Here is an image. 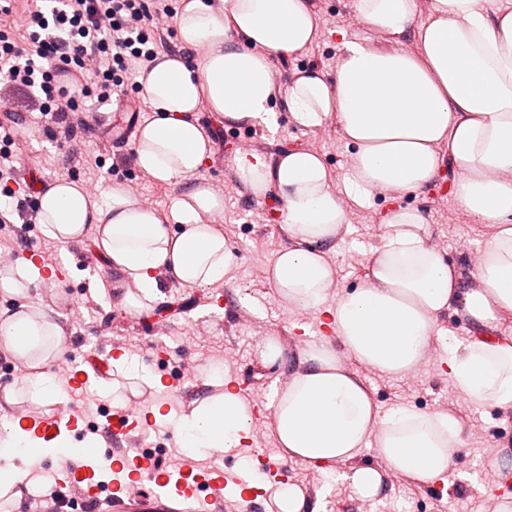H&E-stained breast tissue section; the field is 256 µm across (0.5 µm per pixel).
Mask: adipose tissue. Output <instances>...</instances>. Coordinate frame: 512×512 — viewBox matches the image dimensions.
<instances>
[{
    "label": "adipose tissue",
    "instance_id": "1",
    "mask_svg": "<svg viewBox=\"0 0 512 512\" xmlns=\"http://www.w3.org/2000/svg\"><path fill=\"white\" fill-rule=\"evenodd\" d=\"M484 2L431 0L420 22L416 0H358L366 26L413 34L417 51L346 37L333 72L296 70L279 86L275 60L299 54L316 37L309 0H223L219 8L181 0V52L160 57L141 76L153 116L135 142L139 168L155 181L194 180L174 200L169 220L117 184L102 204L65 180L39 197V222L58 243L97 227L108 265L134 286L123 304L139 313L161 297L159 273L183 286L212 287L235 262L229 240L208 222L223 213L224 197L199 177L213 153L200 108L232 125L271 126L280 111L303 129L335 119L350 157L343 190L335 189L323 157L305 148L239 154L235 167L249 193L276 200L284 217L289 245L270 267L272 287L290 308L322 314L327 330L320 344L293 356L274 336L255 345L261 363L288 370L270 403L281 457L313 467L345 464L338 479L362 501L378 497L391 473L424 485L444 481L462 427L438 411L380 413L346 358L401 377L428 354L442 315L459 314L482 329L512 313V0L492 12ZM445 166L459 175V207L490 227L482 261L467 279L432 246L424 214L397 203ZM379 194L396 203L381 218L382 243L369 273L353 289L336 290L328 256L348 222L347 206L369 205ZM61 341L49 315L30 305L0 316V346L31 367L54 359ZM444 351L448 376L468 404L512 410V337L463 343L448 335ZM253 418L235 382L225 381L222 395L180 420L179 446L188 453L243 447ZM69 444L63 435L46 443L17 422L0 428L1 448L24 449L0 489L29 480L34 460ZM368 445L381 467L354 465Z\"/></svg>",
    "mask_w": 512,
    "mask_h": 512
}]
</instances>
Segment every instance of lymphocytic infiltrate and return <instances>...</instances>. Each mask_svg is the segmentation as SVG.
<instances>
[{"label": "lymphocytic infiltrate", "mask_w": 512, "mask_h": 512, "mask_svg": "<svg viewBox=\"0 0 512 512\" xmlns=\"http://www.w3.org/2000/svg\"><path fill=\"white\" fill-rule=\"evenodd\" d=\"M173 17L168 0H57L50 12L29 11L27 43L0 29V80L53 118L91 96L109 103L131 65L155 63Z\"/></svg>", "instance_id": "f902f5d3"}]
</instances>
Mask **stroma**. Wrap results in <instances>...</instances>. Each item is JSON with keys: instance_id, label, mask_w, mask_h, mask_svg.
I'll list each match as a JSON object with an SVG mask.
<instances>
[{"instance_id": "obj_1", "label": "stroma", "mask_w": 512, "mask_h": 512, "mask_svg": "<svg viewBox=\"0 0 512 512\" xmlns=\"http://www.w3.org/2000/svg\"><path fill=\"white\" fill-rule=\"evenodd\" d=\"M318 20V33L311 45L297 57L275 61L277 84H286L293 70L318 68L332 71L340 54L338 31L367 39L375 48L390 50L401 47L415 50L412 34L395 38L368 29L359 19L356 0H310ZM13 110L17 123L16 143L19 160L14 173L22 179L26 169L35 170L42 183L65 179L81 184L97 202H104L107 185L135 184L138 199L152 205L168 217L173 201L190 186L181 179L169 184L156 183L134 165L133 146L120 147L112 142V124L104 120L103 109L94 100H86L80 111L69 112L62 123L38 127L24 110L21 93L0 89V111ZM204 127L218 132L211 160L202 175L224 193V214L217 221L219 229L237 250V259L224 279L221 291L187 288L170 277H162V297L152 308L141 313L128 311L121 303L130 283L124 275L110 269L94 246L95 229H88L77 241L62 245L47 236L45 228L29 214H11V228L0 230V249L11 251L16 263H28L27 253L65 251L66 273L50 283L39 280L32 293L33 301L51 315L64 336L81 349L94 348L99 338L123 341L129 356L135 357L153 375H160L161 354H168L172 365H192L194 372L184 384L182 396L169 399L174 415L192 411L205 398L222 394L225 380H234L241 394L251 402L266 398L279 369L264 367L255 354L258 339L256 325L278 337L286 350L296 348L297 323L317 327L319 315L314 311L294 317L283 306L268 280V269L287 239L281 230L277 205L269 199H254L238 181L233 165L236 145L249 139L257 152L274 154L282 149L301 147L315 151L326 161L335 187H342L349 154L335 123L305 130L293 126L286 116L276 125L234 126L217 115L200 111ZM74 123L82 134V150H67L64 129ZM403 206L420 210L431 228L433 241L453 259L462 271L471 268V254L477 251L489 233L486 223L462 210L454 196L435 198L433 188L408 194L400 199ZM390 205L388 196L379 195L372 206H350L349 224L329 262L335 271L339 289L359 284L369 272V259L381 244L379 216ZM164 323L169 331L163 352H156L150 333L151 323ZM432 359L422 362L403 377H387L369 367L349 361V369L359 376L372 393L381 412L398 408L437 410L453 415L463 428L452 472L446 483L423 485L409 478L388 477L383 493L365 502L353 497L347 487L334 482L322 470L299 462H289L288 477L304 488H315L323 497L326 512H484L490 499L485 486L488 472L496 459H512V419H506L495 407L474 409L455 391L443 355L444 335L468 341L476 328L454 315L439 318ZM165 398V390L151 387L139 379H127L119 373L101 378L87 372L80 390L70 395L88 419H96L99 406L119 403L128 406L140 396ZM167 398V397H166ZM174 423H146L135 436L143 443L165 447L168 455L189 466L242 467L256 456L273 459L278 453L271 427H264L263 439L254 448H235L229 452L210 450L190 455L179 447Z\"/></svg>"}]
</instances>
